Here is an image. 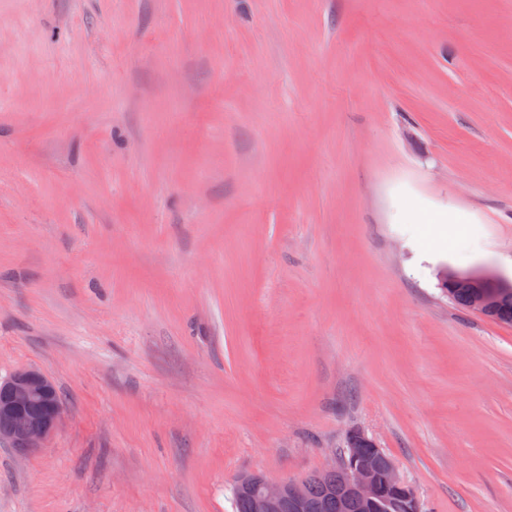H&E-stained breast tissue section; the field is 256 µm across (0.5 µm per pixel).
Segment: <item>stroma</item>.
Segmentation results:
<instances>
[{
  "label": "stroma",
  "instance_id": "obj_1",
  "mask_svg": "<svg viewBox=\"0 0 512 512\" xmlns=\"http://www.w3.org/2000/svg\"><path fill=\"white\" fill-rule=\"evenodd\" d=\"M512 0H0V512H235L367 433L512 512ZM442 284L445 288L446 285L448 288H456L453 289L452 295L448 296V299L460 309L470 311L469 290L467 289L470 288L472 311L486 318L494 314L491 320L512 324V294L503 297L498 304L503 294L511 292L512 279L505 280L498 274L488 271L463 274L448 269V275L442 276ZM0 384L9 392L0 401V442L23 452L44 448L64 414L55 384L36 368L19 369ZM34 401L38 409L33 408Z\"/></svg>",
  "mask_w": 512,
  "mask_h": 512
}]
</instances>
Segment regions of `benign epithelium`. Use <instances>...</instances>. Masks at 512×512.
I'll return each mask as SVG.
<instances>
[{
	"label": "benign epithelium",
	"mask_w": 512,
	"mask_h": 512,
	"mask_svg": "<svg viewBox=\"0 0 512 512\" xmlns=\"http://www.w3.org/2000/svg\"><path fill=\"white\" fill-rule=\"evenodd\" d=\"M449 288L470 289V307L489 317L494 314L500 297L512 291V279L482 271L463 274L452 269L442 277ZM0 384L8 395L0 399V442L29 452L45 447L59 427L64 405L56 399L55 384L36 368L15 371ZM372 448L369 455L360 454L358 443ZM350 462L343 468V486L362 506L363 512H378L380 484L406 489L393 461L385 457L374 439L363 431L351 435ZM236 488L249 496L252 512H307L308 484L305 480L271 481L252 473L237 478Z\"/></svg>",
	"instance_id": "7a95c632"
}]
</instances>
